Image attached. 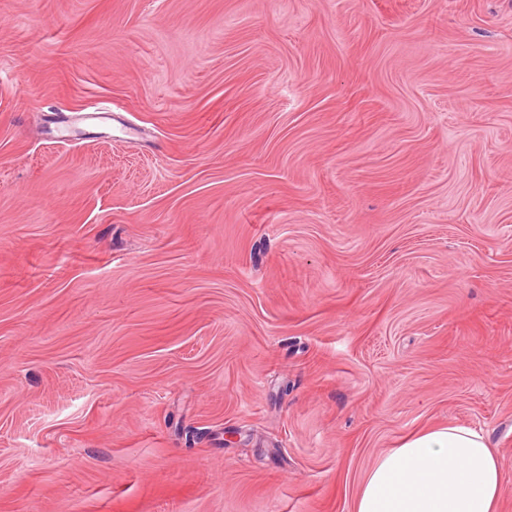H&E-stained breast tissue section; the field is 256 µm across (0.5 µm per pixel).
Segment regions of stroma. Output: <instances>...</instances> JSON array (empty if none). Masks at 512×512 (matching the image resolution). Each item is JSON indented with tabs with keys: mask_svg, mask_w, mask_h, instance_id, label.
<instances>
[{
	"mask_svg": "<svg viewBox=\"0 0 512 512\" xmlns=\"http://www.w3.org/2000/svg\"><path fill=\"white\" fill-rule=\"evenodd\" d=\"M448 423L512 512V0H0V512H352Z\"/></svg>",
	"mask_w": 512,
	"mask_h": 512,
	"instance_id": "stroma-1",
	"label": "stroma"
}]
</instances>
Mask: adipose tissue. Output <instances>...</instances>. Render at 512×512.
I'll return each instance as SVG.
<instances>
[{"mask_svg": "<svg viewBox=\"0 0 512 512\" xmlns=\"http://www.w3.org/2000/svg\"><path fill=\"white\" fill-rule=\"evenodd\" d=\"M503 473L484 431L448 424L379 455L353 512H496Z\"/></svg>", "mask_w": 512, "mask_h": 512, "instance_id": "1", "label": "adipose tissue"}]
</instances>
